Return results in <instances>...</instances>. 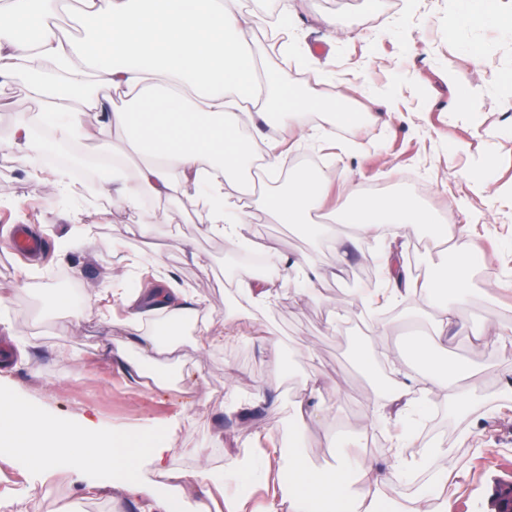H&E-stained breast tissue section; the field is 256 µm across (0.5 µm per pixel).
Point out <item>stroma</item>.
<instances>
[{
	"label": "stroma",
	"mask_w": 512,
	"mask_h": 512,
	"mask_svg": "<svg viewBox=\"0 0 512 512\" xmlns=\"http://www.w3.org/2000/svg\"><path fill=\"white\" fill-rule=\"evenodd\" d=\"M246 10L290 12L297 35L313 55L308 65L289 69L292 85L310 96L364 113L365 121L340 128L334 140L311 144L301 155L315 171L336 178L351 170L362 190L381 187L385 194L402 190L422 193L424 208L439 221L455 216L469 227L474 251L482 261L474 270L482 281L485 269L512 277V110L499 102L512 84V33L481 23L457 25V0H242ZM339 32L328 41L325 18ZM486 60L478 76L480 99L473 111L453 109L455 89L448 83L452 69L471 70L474 55ZM29 80L22 75L0 79V141L8 140L12 121L34 112ZM410 113L407 122L388 121L391 108ZM492 161L489 180L499 188L488 204L486 221L468 224L463 211L448 209L451 197L471 198L467 176ZM33 154L0 151V344L12 354L0 363V390L26 393L53 417L68 420L81 410L97 412L105 426L131 435L142 434L146 419L166 420L186 413L190 422L180 433L173 465L194 464V451L209 448L215 464H228L241 449L254 447V435L271 432L281 448H289L297 423L291 404L298 382L321 375L334 380L340 392L332 402L331 422L350 425L369 400L381 398L398 381L385 362L398 356L413 336L407 331L410 309L392 306L382 318H369L353 308L337 318L333 298L343 291L372 288L367 275L374 262L364 255L338 265L327 242L311 236L300 224H280L262 215L252 224L251 249L294 254L320 267L324 279L317 298L295 294L287 280L277 279V291L264 307H251L236 292L237 281L252 268L241 251L228 250L212 236L182 196L168 199L171 220L142 225L135 210L116 209L111 199L69 198L59 201L33 175ZM28 225L47 245L45 260L22 261L9 250L14 225ZM124 269L127 277L165 273L170 287L192 288L208 301L201 315L223 322L225 316L250 310L252 328L224 348L205 353L195 390L164 392L132 382L112 363L105 350L120 336L123 308L114 284L103 277L107 268ZM97 289V314L86 318L76 345L82 367L70 371L55 349L68 341L66 307L46 310L48 293L71 297L73 291ZM340 332H331L334 322ZM384 342L375 345L376 331ZM31 343V362L17 350ZM313 348L299 356L298 343ZM371 357L374 372L357 362L358 353ZM429 354L443 363L464 358L481 370L472 414L429 405L428 436L456 446L455 478L447 495L454 512H488L494 490L512 481V409L497 393L505 371L496 352L463 343L432 345ZM236 367L234 391L224 381ZM58 381L54 397L43 396L44 379ZM264 389L268 407L247 417L230 412ZM207 398L206 409L196 406ZM224 444L215 447L216 433ZM24 499L27 512H114L111 493L82 498L67 471L43 480L12 466L0 451V499Z\"/></svg>",
	"instance_id": "stroma-1"
}]
</instances>
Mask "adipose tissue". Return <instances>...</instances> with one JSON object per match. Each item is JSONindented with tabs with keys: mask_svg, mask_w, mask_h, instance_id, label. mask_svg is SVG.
Returning a JSON list of instances; mask_svg holds the SVG:
<instances>
[{
	"mask_svg": "<svg viewBox=\"0 0 512 512\" xmlns=\"http://www.w3.org/2000/svg\"><path fill=\"white\" fill-rule=\"evenodd\" d=\"M56 6L57 0H0V77L27 75L30 92L42 105L36 115L15 120L6 149L39 150L33 137L38 126L52 128L65 141L92 131L103 141L120 134L139 162L136 174L117 164L101 179L98 189L111 197L113 206L135 210L144 199L162 201L181 194L198 206L209 232L233 249L250 245L249 227L262 213L282 224L307 225L317 237L324 233L314 216L339 224V232L324 236L342 264L350 256L370 253L385 227H392L397 239L424 229L435 245L450 243L451 262L415 274L400 265L391 249H384L380 295L359 288L342 295L338 306L366 308L381 298L409 304L415 314L430 310L437 316L436 336L472 337L477 347L499 353L512 371V328L490 315L475 325L466 316L473 264L466 226L449 233L447 225L434 222L418 199L406 193L362 201L347 170L340 180L344 198L334 202L324 175L288 169L289 159L308 143L328 140L335 127H351L359 120L358 113L339 107L329 126H310L306 116L324 109L322 99L297 92L280 68L261 69L264 47L254 37L256 29H290L289 14L244 11L229 0H83L88 29L78 44L57 32ZM32 19L36 36L29 45H20L19 30ZM102 87L126 95V108L104 111L95 94ZM265 125L275 127L278 137L260 159L255 142ZM247 129L252 132L248 138L243 135ZM258 162L271 175L288 169L287 186L269 193L252 189L247 176ZM230 184L235 187L231 194L226 191ZM203 303L191 289L156 285L124 297L123 334L112 341V359L136 384L160 386L163 378L150 377L145 363L181 359L187 347L201 354L237 340L248 314L225 318L219 328L202 322L186 342L164 337L167 325L196 315ZM410 354L417 370L402 372L382 404H368L357 417L358 429L364 430L383 413L394 416L391 446L380 462L361 457L355 441L330 430L329 460L321 468L309 463L298 437L291 449L278 448L255 461L236 458L223 467L201 448L195 466L178 471L172 458L185 421L179 415L166 422L161 436L140 456L155 476L149 482L130 474L129 449L119 446L111 430L101 429L94 410H83L70 425L11 393L0 396V447L10 450L17 467L45 478L55 474L60 461H72L82 497L108 490L113 502L132 505L135 512H211L220 499L227 512H242L243 499L226 491L245 470L264 477L278 474L286 512H317L323 503L344 505L348 512H378L386 485L409 479L428 464L435 468L434 479L413 509L397 498L391 512H453L445 490L455 471L454 448L425 441L409 432L407 424L422 410L414 397L418 390L454 411H473L479 373L465 363L440 365L430 358L424 341ZM338 392L325 379L303 381L293 403L295 417L322 423L330 414L328 396Z\"/></svg>",
	"mask_w": 512,
	"mask_h": 512,
	"instance_id": "obj_1",
	"label": "adipose tissue"
}]
</instances>
